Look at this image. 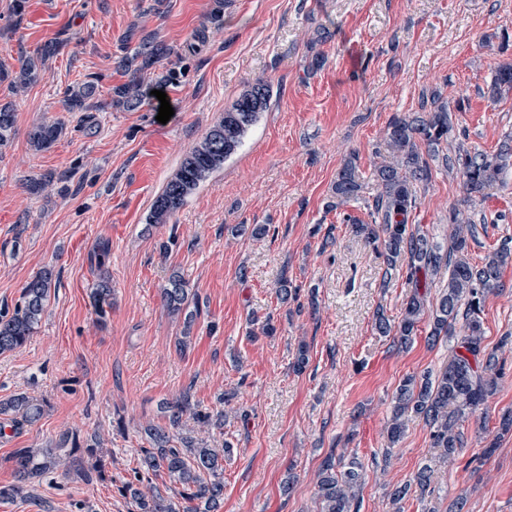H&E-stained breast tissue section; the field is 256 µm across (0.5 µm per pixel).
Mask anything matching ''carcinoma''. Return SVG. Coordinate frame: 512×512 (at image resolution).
I'll use <instances>...</instances> for the list:
<instances>
[{"label":"carcinoma","instance_id":"1","mask_svg":"<svg viewBox=\"0 0 512 512\" xmlns=\"http://www.w3.org/2000/svg\"><path fill=\"white\" fill-rule=\"evenodd\" d=\"M65 47L66 43L58 39L45 42L14 72L10 82L12 92L19 95L26 91L38 80L46 62ZM172 53L173 48L154 35L140 39L119 62L131 76L128 82L113 89L114 103L129 111L139 107L146 96L145 73ZM98 88L96 78L68 88L64 96L66 110H99ZM506 91H512V63L498 65L487 88L493 101ZM270 99L271 87L262 79L240 94L232 109L220 116L168 178L153 201L150 223H170L187 197L224 166L242 143L245 132L268 108ZM64 128L61 120L40 122L30 129L29 142L36 150L48 149L62 136ZM14 132L13 105L0 104V151L10 145ZM456 132L451 111L436 98L423 102L419 115L394 114L385 131L388 155L372 172L380 188L371 205L378 227L354 225L356 232L368 238H383L386 275L406 270V284L411 291L402 318L395 324L380 312L375 319L379 334L393 337V343L401 348L413 343L428 294L442 269L448 270V279L441 281L438 305L431 314L428 340L435 343L442 337H451L456 345L448 364L437 374L408 375L397 387L386 427V462L404 436L408 422L419 418L429 429L431 448L438 451L442 462L454 463L465 448L463 423L484 409L496 393L501 375L497 354L484 345L480 314L486 297L500 290L501 268L512 259V247L504 243L488 253L482 264H472L468 253L470 242L478 235V225L456 208L448 214L445 248L435 244L427 234L409 227L416 206V186L431 179V167L422 148L434 153L441 141ZM444 160L448 168L462 175L468 196L479 197L512 164V146L506 141L492 155L463 149ZM360 187L358 166L351 158L338 172L333 192L338 201L344 202L356 196ZM108 254L109 244H100L96 254L98 280L89 294L101 326L105 325L108 309L112 308V286L104 272ZM54 278L52 269H44L23 288L21 302L12 313L0 312V353L23 346L33 335L45 312ZM161 294L167 314L182 321L178 344L184 350L191 342L192 329L200 314L198 298L177 271L168 277ZM158 411L161 422L140 426L149 447L140 450L133 476L118 487V492L133 512H220L224 504V455L230 446L218 441L213 430L224 428V412L200 409L188 391L160 402ZM45 412L44 401L24 392L0 399V415L10 418L17 428L36 424ZM190 419L202 435L186 431ZM78 443L76 434L64 432L57 441L43 448L15 451L11 457L15 482L0 486V499L25 496L37 477L61 466L87 482L95 477L104 478L97 434L90 435L85 448L87 456L95 459L90 468L85 467L80 456L62 455L64 448H75ZM434 474L435 469L425 465L411 481L392 487L388 498L394 512H401L400 504L412 493L422 496L429 493ZM158 477L162 478L160 486L153 482ZM362 480L363 466L357 458L343 462L334 452H329L317 475L319 512H359Z\"/></svg>","mask_w":512,"mask_h":512}]
</instances>
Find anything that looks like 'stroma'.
Instances as JSON below:
<instances>
[{"label": "stroma", "instance_id": "obj_1", "mask_svg": "<svg viewBox=\"0 0 512 512\" xmlns=\"http://www.w3.org/2000/svg\"><path fill=\"white\" fill-rule=\"evenodd\" d=\"M12 5L0 0V58L10 71L48 40L66 46L21 95L0 82V103L16 112L13 143L0 157V310L14 309L45 266L57 278L33 336L0 354V399L26 392L48 402L23 430L0 418V485L13 481L17 449L43 447L65 430L101 435L105 477L86 482L55 469L29 497L0 500V512H128L118 488L145 445L138 428L157 420L159 400L186 390L211 411L233 396L222 512H316V476L332 451L363 465L360 512H392L388 486L425 464L435 468L434 492L426 502L411 494L401 512H446L460 496L468 512H512V432L499 431L512 410V346H498L512 335V263L482 314L484 343L497 350L503 374L483 413L464 423L460 457L437 462L416 420L387 460L384 427L397 386L446 366L455 342L429 345L424 322L404 351L378 334L377 309L399 321L409 289L404 275L385 278L380 243L352 230L373 221L372 171L389 119L420 112L431 93L455 110L466 149L494 154L512 140V92L486 95L497 65L512 61V37H502L512 33V0H224L219 30L209 22L215 0H26L19 17ZM131 30L174 49L145 78L151 85L179 74L164 88L174 110L167 123L156 119V96L134 111L111 104L128 80L119 60ZM91 75L101 78L99 111H65V90ZM259 78L271 86L269 109L171 223L150 224L184 153ZM54 119L65 121V133L35 150L32 125ZM460 144L440 145L410 222L444 245L451 208L483 219L469 248L478 263L512 242V166L468 200L460 175L441 161ZM352 157L361 188L339 205L333 185ZM48 172L67 176V193L29 192V179ZM238 224L269 231L239 235ZM102 241L112 281L103 327L89 299L98 274L90 255ZM175 270L200 305L183 352L182 324L161 300ZM284 274L300 290L285 304L276 295ZM253 316L271 317L275 335L250 340ZM302 342L308 364L296 373L290 364ZM492 441L496 451L481 460ZM290 470L296 482L285 497Z\"/></svg>", "mask_w": 512, "mask_h": 512}]
</instances>
